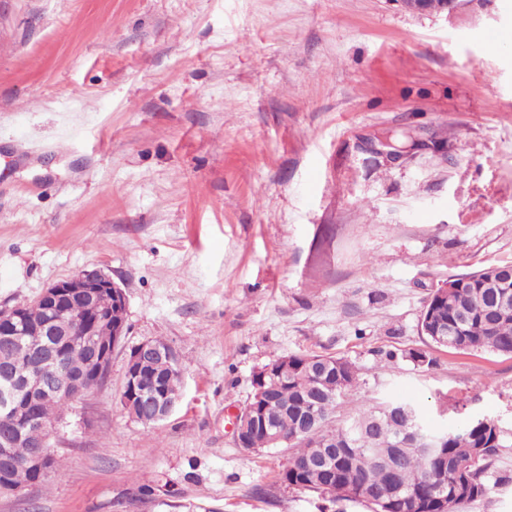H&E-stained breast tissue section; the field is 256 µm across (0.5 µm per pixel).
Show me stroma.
I'll list each match as a JSON object with an SVG mask.
<instances>
[{
  "instance_id": "1",
  "label": "stroma",
  "mask_w": 512,
  "mask_h": 512,
  "mask_svg": "<svg viewBox=\"0 0 512 512\" xmlns=\"http://www.w3.org/2000/svg\"><path fill=\"white\" fill-rule=\"evenodd\" d=\"M510 31L512 0H0V309L93 269L127 302L60 471L0 512H371L287 486L286 447L236 445L282 354L358 367L341 421L386 398L438 430L497 421L492 490L459 512H512V357L419 327L449 276L512 265V41L489 48ZM386 132L415 145L360 149ZM147 339L183 372L152 426L120 403ZM168 349V345L158 339H149L139 343L130 352L126 365L129 369L128 379L133 387H136V378H132L130 371H135L140 365L146 363L149 358L155 357Z\"/></svg>"
}]
</instances>
